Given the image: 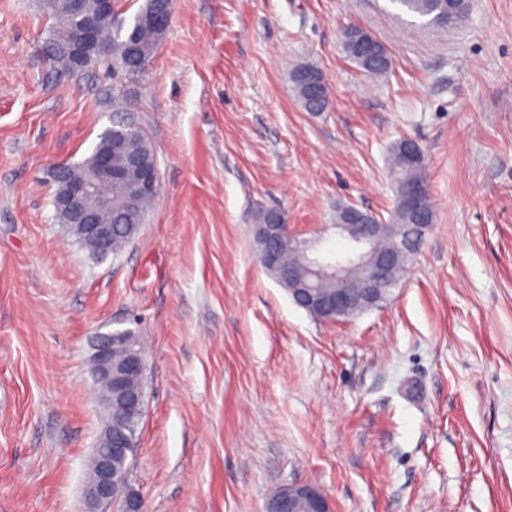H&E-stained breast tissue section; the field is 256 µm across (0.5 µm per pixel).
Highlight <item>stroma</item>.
<instances>
[{"mask_svg":"<svg viewBox=\"0 0 512 512\" xmlns=\"http://www.w3.org/2000/svg\"><path fill=\"white\" fill-rule=\"evenodd\" d=\"M433 33L389 0H174L148 71L49 70L39 0H0V512H86L105 412L98 336L147 344L131 465L146 512H265L285 482L335 512H512V0ZM360 27L393 67L343 51ZM318 66L332 108L290 80ZM120 94L159 196L121 255L60 224L47 169L88 157ZM416 140L435 205L381 307L324 323L259 264V209L303 234L337 205L390 216ZM380 45L382 44L378 39L361 28L351 27L345 34L344 48L351 49L356 54L346 50L347 57L369 75H383L392 67L391 58L383 47H381L377 60L368 61L362 58H375L377 56V46ZM308 70H320L317 66L304 64L296 67L291 73V79L295 87L296 95L302 107L308 112H326L331 106L329 89L327 84L322 87L321 101L310 97L307 86L303 81L302 74ZM401 139L397 140L392 148H391V172L394 177V180L401 179L404 177H414L421 178L425 177V169L422 172L419 169H410L407 167L404 159V155L407 161V164L413 168H422L425 164L424 153L420 147V145L409 138H405L402 141L403 145V153L400 148Z\"/></svg>","mask_w":512,"mask_h":512,"instance_id":"35a3bbf8","label":"stroma"}]
</instances>
